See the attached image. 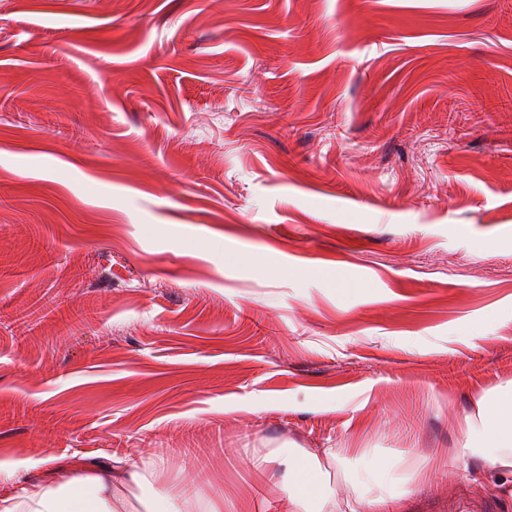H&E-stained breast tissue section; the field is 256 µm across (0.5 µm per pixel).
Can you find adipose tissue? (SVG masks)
Masks as SVG:
<instances>
[{"label": "adipose tissue", "instance_id": "1", "mask_svg": "<svg viewBox=\"0 0 512 512\" xmlns=\"http://www.w3.org/2000/svg\"><path fill=\"white\" fill-rule=\"evenodd\" d=\"M456 458L476 457L492 469L512 472V384L483 397L476 415L467 417L464 441ZM251 468L288 495V512H336V500L319 458L303 459L297 448H265L248 458ZM411 463L370 456L357 481L347 512H393L395 502L411 492ZM165 457L143 466L137 456L112 458L87 469L46 466L20 482L17 493L0 500V512H123L122 494L133 487H155L146 512H224V497L203 489L166 492Z\"/></svg>", "mask_w": 512, "mask_h": 512}]
</instances>
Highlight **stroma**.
Here are the masks:
<instances>
[{"label":"stroma","instance_id":"obj_1","mask_svg":"<svg viewBox=\"0 0 512 512\" xmlns=\"http://www.w3.org/2000/svg\"><path fill=\"white\" fill-rule=\"evenodd\" d=\"M509 382L512 0H0L17 479L158 448L288 512L246 464L287 443L340 504L369 453L416 464L396 512H512L448 454Z\"/></svg>","mask_w":512,"mask_h":512}]
</instances>
